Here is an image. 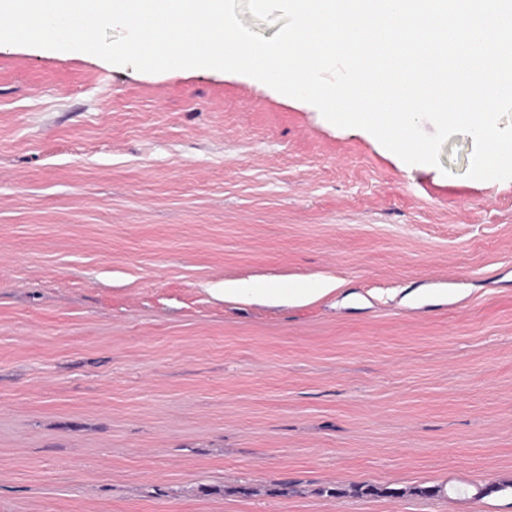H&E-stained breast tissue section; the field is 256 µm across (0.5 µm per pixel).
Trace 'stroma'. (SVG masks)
I'll list each match as a JSON object with an SVG mask.
<instances>
[{
  "label": "stroma",
  "instance_id": "stroma-1",
  "mask_svg": "<svg viewBox=\"0 0 512 512\" xmlns=\"http://www.w3.org/2000/svg\"><path fill=\"white\" fill-rule=\"evenodd\" d=\"M473 145L1 44L0 512H512V180ZM259 278L306 298L222 293Z\"/></svg>",
  "mask_w": 512,
  "mask_h": 512
}]
</instances>
